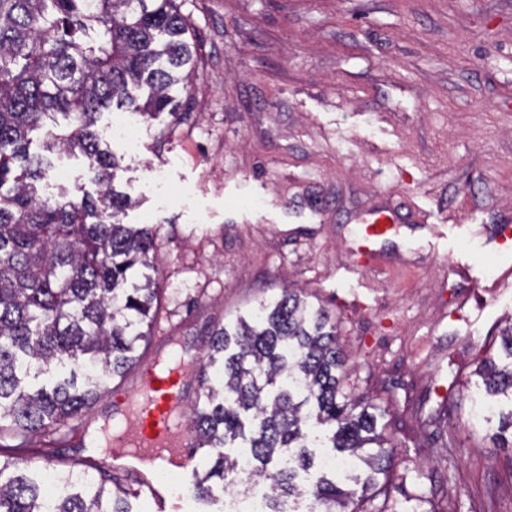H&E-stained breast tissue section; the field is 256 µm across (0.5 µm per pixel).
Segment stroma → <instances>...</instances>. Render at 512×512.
<instances>
[{"instance_id":"obj_1","label":"stroma","mask_w":512,"mask_h":512,"mask_svg":"<svg viewBox=\"0 0 512 512\" xmlns=\"http://www.w3.org/2000/svg\"><path fill=\"white\" fill-rule=\"evenodd\" d=\"M178 2L199 55L191 121L142 117L133 152L108 134L121 109L97 123L133 201L123 223L157 232L153 336L30 476L88 471L131 512H224L221 491L198 500L114 471L94 435L143 369L203 356L212 328L288 285L335 318L345 389L397 409L390 512H512V449L477 424L466 385L512 321V287L490 285L512 253L485 261L512 230V0ZM53 162L71 179L44 178L42 197L95 193L81 153ZM390 209L406 226L369 264L361 218Z\"/></svg>"}]
</instances>
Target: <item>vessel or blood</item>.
Returning a JSON list of instances; mask_svg holds the SVG:
<instances>
[{
	"label": "vessel or blood",
	"instance_id": "vessel-or-blood-1",
	"mask_svg": "<svg viewBox=\"0 0 512 512\" xmlns=\"http://www.w3.org/2000/svg\"><path fill=\"white\" fill-rule=\"evenodd\" d=\"M394 232L389 215L370 213L358 230L359 248L368 259H375L379 244ZM112 421L108 445L115 460L147 469L172 460L183 468L193 465L194 438L185 424L181 391L172 375L145 369L127 404L114 406Z\"/></svg>",
	"mask_w": 512,
	"mask_h": 512
}]
</instances>
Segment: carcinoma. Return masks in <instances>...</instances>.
I'll list each match as a JSON object with an SVG mask.
<instances>
[{"label": "carcinoma", "mask_w": 512, "mask_h": 512, "mask_svg": "<svg viewBox=\"0 0 512 512\" xmlns=\"http://www.w3.org/2000/svg\"><path fill=\"white\" fill-rule=\"evenodd\" d=\"M187 33L176 0H0V512H129L85 473L60 475L79 489L48 499L11 452L41 437L52 454L69 437L61 429L110 393L151 340L158 283H127L135 267H154L155 230L121 222L131 196L112 188L119 164L95 126L114 102L152 114L174 102L173 89H188ZM58 115L67 121L60 132L47 126ZM76 149L97 195L38 196L49 156ZM500 336V353L484 356L475 375L489 407L508 405L497 436L511 448L512 324ZM207 346L208 408L191 412L189 424L213 462L197 496L235 470L224 448L241 442L266 483L268 512L296 498L310 501L309 512H389L393 447L383 432L395 410L343 391L347 358L328 312L284 288L251 317L214 328ZM219 358L215 385L206 368ZM324 426L332 448L364 464L346 476L360 490L311 476L309 449Z\"/></svg>", "instance_id": "carcinoma-1"}]
</instances>
